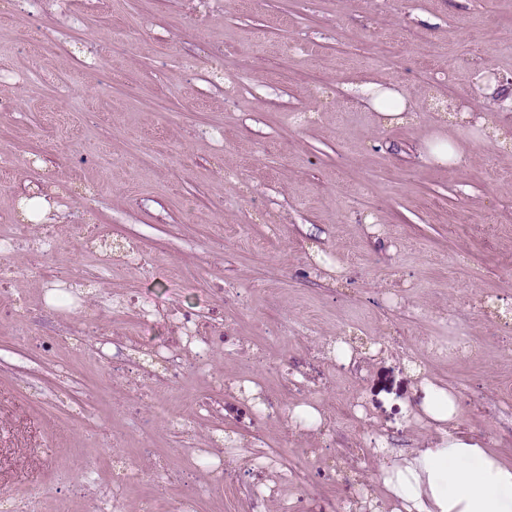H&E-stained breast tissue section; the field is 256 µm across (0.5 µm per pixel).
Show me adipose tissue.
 I'll return each mask as SVG.
<instances>
[{
	"mask_svg": "<svg viewBox=\"0 0 512 512\" xmlns=\"http://www.w3.org/2000/svg\"><path fill=\"white\" fill-rule=\"evenodd\" d=\"M364 103L387 126L410 121L405 95L386 86L362 88ZM425 413L439 436L407 457L382 465L380 477L392 512H512V467L478 442L457 433L455 397L427 385Z\"/></svg>",
	"mask_w": 512,
	"mask_h": 512,
	"instance_id": "obj_1",
	"label": "adipose tissue"
}]
</instances>
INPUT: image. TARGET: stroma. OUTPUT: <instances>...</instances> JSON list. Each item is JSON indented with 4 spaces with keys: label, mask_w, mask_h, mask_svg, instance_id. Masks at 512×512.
I'll list each match as a JSON object with an SVG mask.
<instances>
[{
    "label": "stroma",
    "mask_w": 512,
    "mask_h": 512,
    "mask_svg": "<svg viewBox=\"0 0 512 512\" xmlns=\"http://www.w3.org/2000/svg\"><path fill=\"white\" fill-rule=\"evenodd\" d=\"M389 55L398 69L370 63ZM239 67L255 80L237 90ZM76 71L62 130L52 96L14 84ZM371 82L425 120L378 125L359 94ZM510 97L512 0H9L0 230L28 186L68 194L55 258L29 249L33 224L0 261V497L16 512H112L103 486L122 512H344L366 496L391 512L371 439L400 458L435 435L411 362L456 396L458 431L512 465V148L430 109ZM438 124L464 163L421 160ZM166 141L160 177L108 165ZM93 253L112 263L98 281ZM162 264L196 289L170 287ZM188 328L206 368L151 360ZM453 336L468 350L435 357L430 340ZM339 338L360 375L327 355ZM216 394L221 410L203 408ZM306 405L319 427L295 419Z\"/></svg>",
    "instance_id": "stroma-1"
}]
</instances>
